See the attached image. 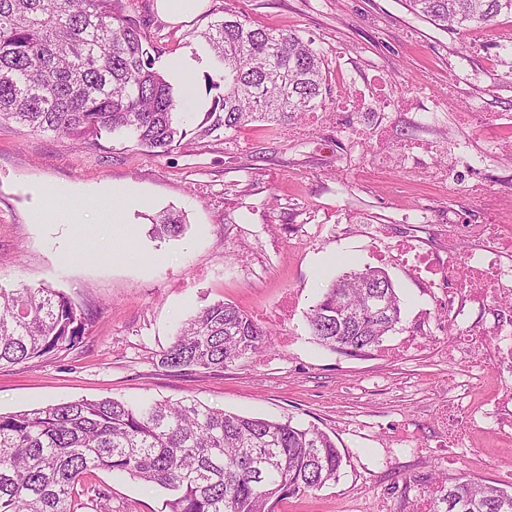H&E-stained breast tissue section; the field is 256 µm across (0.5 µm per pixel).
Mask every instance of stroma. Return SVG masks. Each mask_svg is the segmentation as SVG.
<instances>
[{
    "mask_svg": "<svg viewBox=\"0 0 512 512\" xmlns=\"http://www.w3.org/2000/svg\"><path fill=\"white\" fill-rule=\"evenodd\" d=\"M160 63L192 61L204 97L201 31L234 13L258 27L312 41L329 65V92L312 125L256 122L214 133L167 154L117 137L78 145L0 123V288L49 287L90 315L71 350L0 369V413L81 399H195L240 415L292 419L328 433L343 454L336 483L284 500L278 512H411L420 477L442 472L503 486L512 455L492 428L453 449L435 445L439 402L455 398L462 366L412 351L386 364L374 353L320 346L307 313L330 283L376 266L398 239L436 246L438 224L488 223L512 208V15L494 26L450 33L416 17L406 0H208L175 24L156 0H122ZM369 103L352 111L347 94ZM387 101V142L361 140L373 106ZM460 112L481 124L458 126ZM409 140L430 155L406 157ZM473 165L448 170L456 142ZM483 183L484 196L468 188ZM60 205L91 203L109 186H133L146 204L127 223L35 224L41 190ZM183 213L177 237L153 238L154 218ZM384 270L402 301L385 345L417 333L439 338L450 325L426 284L403 262ZM236 305L272 333L271 349L219 371L160 365L178 328L205 305ZM292 316H281L284 304ZM74 512H162L164 492L108 470L88 474ZM109 492L102 502L87 487Z\"/></svg>",
    "mask_w": 512,
    "mask_h": 512,
    "instance_id": "35a3bbf8",
    "label": "stroma"
}]
</instances>
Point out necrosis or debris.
Segmentation results:
<instances>
[{"instance_id": "necrosis-or-debris-1", "label": "necrosis or debris", "mask_w": 512, "mask_h": 512, "mask_svg": "<svg viewBox=\"0 0 512 512\" xmlns=\"http://www.w3.org/2000/svg\"><path fill=\"white\" fill-rule=\"evenodd\" d=\"M510 220L512 214L505 212L495 224L438 225L440 245L434 249L407 239L396 244L397 255L412 258L428 288L439 291L455 319L469 306L488 302L499 306L491 327H462L455 322L447 339L410 336L383 352L385 358L396 359L411 349L432 350L466 368L464 389L474 402L464 417L444 424L437 442L441 448L458 446L486 421L502 438L512 437V234L504 230ZM462 232L471 240L464 256L457 251Z\"/></svg>"}]
</instances>
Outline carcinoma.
I'll return each instance as SVG.
<instances>
[{"instance_id":"obj_1","label":"carcinoma","mask_w":512,"mask_h":512,"mask_svg":"<svg viewBox=\"0 0 512 512\" xmlns=\"http://www.w3.org/2000/svg\"><path fill=\"white\" fill-rule=\"evenodd\" d=\"M412 12L452 33L490 27L512 0H408ZM216 69L204 74V119L186 127L188 88L167 79L119 0H0V121L77 143L127 136L169 153L191 136L253 121L284 123L314 111L326 94L327 62L295 33L255 28L235 14L202 35ZM177 236L180 216L155 220ZM379 292L385 310L368 305ZM388 276L366 267L334 281L307 316L317 342L344 354L379 348L401 322ZM89 314L47 287L0 289V367L73 348ZM269 333L217 302L185 322L163 351L173 371L224 369L266 349ZM343 456L314 425L270 421L195 399L129 405L113 398L0 413V512H71L88 472L116 471L167 492L166 512H277L287 498L339 477ZM435 485L434 512H512V492L481 480Z\"/></svg>"}]
</instances>
